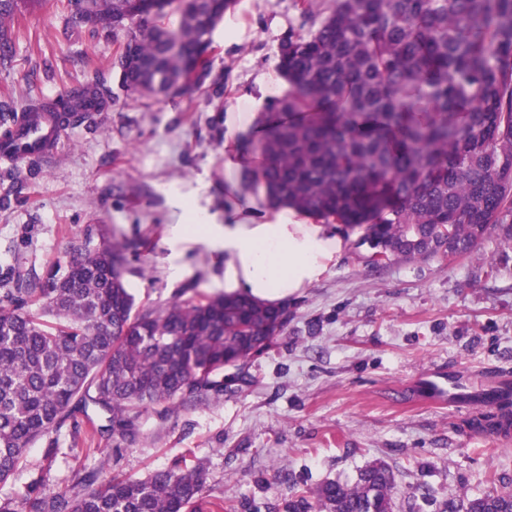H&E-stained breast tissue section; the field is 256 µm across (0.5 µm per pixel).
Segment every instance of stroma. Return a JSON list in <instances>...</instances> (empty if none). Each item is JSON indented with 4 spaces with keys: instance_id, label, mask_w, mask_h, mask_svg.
<instances>
[{
    "instance_id": "obj_1",
    "label": "stroma",
    "mask_w": 512,
    "mask_h": 512,
    "mask_svg": "<svg viewBox=\"0 0 512 512\" xmlns=\"http://www.w3.org/2000/svg\"><path fill=\"white\" fill-rule=\"evenodd\" d=\"M296 3L238 0L241 42L216 27L209 76L171 100L121 87L111 62L122 36L111 27L90 29L64 0H20L0 104L49 102L96 78L112 100L63 130L53 158L0 161V287L11 271L66 262L85 241H117L135 310L217 295L196 249L185 256L190 274L169 280L164 235L177 216L159 188L208 184L198 203L223 217L224 114L231 97L256 92L260 74L278 72L283 39L308 31ZM358 239L343 234L336 262L288 299L287 325L222 398L148 411L135 441L118 447L76 416L34 444L0 499L37 477L51 490L81 488L92 470L142 478L188 452L206 462L224 512H284L293 492L354 482L376 462L395 476L394 512H445L449 499L492 491V474L512 490V445L480 424L495 407L396 398L435 364L475 383L512 380V241L494 231L468 257L374 267Z\"/></svg>"
}]
</instances>
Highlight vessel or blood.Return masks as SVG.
Segmentation results:
<instances>
[{
	"label": "vessel or blood",
	"mask_w": 512,
	"mask_h": 512,
	"mask_svg": "<svg viewBox=\"0 0 512 512\" xmlns=\"http://www.w3.org/2000/svg\"><path fill=\"white\" fill-rule=\"evenodd\" d=\"M59 131L50 116L43 112L25 114L16 128L12 142H0V160L13 162L57 150ZM512 388L503 383H487L477 387L464 385L441 367H433L414 378L409 387L411 401L444 404L462 408L494 405Z\"/></svg>",
	"instance_id": "obj_1"
}]
</instances>
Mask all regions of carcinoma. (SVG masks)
Here are the masks:
<instances>
[{"instance_id":"obj_1","label":"carcinoma","mask_w":512,"mask_h":512,"mask_svg":"<svg viewBox=\"0 0 512 512\" xmlns=\"http://www.w3.org/2000/svg\"><path fill=\"white\" fill-rule=\"evenodd\" d=\"M236 0H183L179 23L136 0H68L123 33L112 60L121 86L165 98L209 66L210 35ZM312 30L280 43L288 94L271 110L297 114L258 146V179L277 202L326 223L363 230L386 262L474 252L490 227L512 241V0H298ZM0 0V61L10 59ZM107 102L99 83L53 103L71 123ZM126 247L86 242L65 267L17 279L0 293V483L27 450L76 412L95 407L100 431L135 439L149 409L224 395V368L269 343L288 308L224 294L133 312ZM81 490L33 480L0 512H222L208 469L184 456L144 479H103ZM394 477L383 464L352 484L297 492L285 512H393ZM448 512H512V492L448 502Z\"/></svg>"}]
</instances>
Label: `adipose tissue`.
<instances>
[{
	"label": "adipose tissue",
	"instance_id": "adipose-tissue-1",
	"mask_svg": "<svg viewBox=\"0 0 512 512\" xmlns=\"http://www.w3.org/2000/svg\"><path fill=\"white\" fill-rule=\"evenodd\" d=\"M259 94L235 98L224 114V218L198 207L194 194L168 190L170 205L179 215L170 225L166 243L173 257L172 279L187 274L178 258L198 247L224 261V273L214 278L225 293L282 304L318 282L342 248L339 235L308 213L271 205L256 178L258 156L246 152V142H259L277 121L261 111L262 99L278 84L270 73L257 79Z\"/></svg>",
	"mask_w": 512,
	"mask_h": 512
}]
</instances>
